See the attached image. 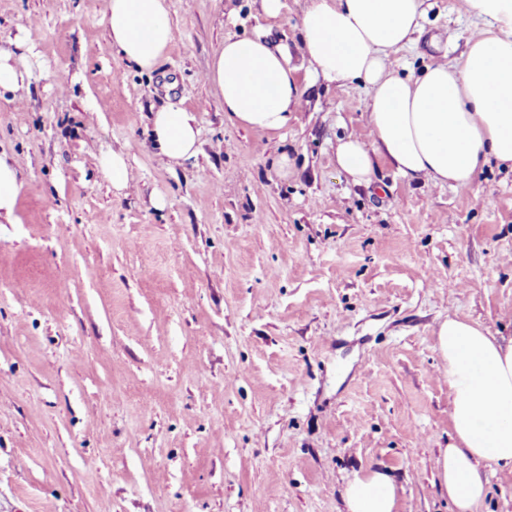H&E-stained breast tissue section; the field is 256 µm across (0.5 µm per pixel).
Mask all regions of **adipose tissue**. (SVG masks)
Instances as JSON below:
<instances>
[{"instance_id":"adipose-tissue-1","label":"adipose tissue","mask_w":512,"mask_h":512,"mask_svg":"<svg viewBox=\"0 0 512 512\" xmlns=\"http://www.w3.org/2000/svg\"><path fill=\"white\" fill-rule=\"evenodd\" d=\"M477 27L460 58L401 74L399 50L415 45L426 0H310L300 24L301 54L315 79L357 82L366 93L368 139L336 146V164L354 183L371 180L376 160L404 178L468 186L488 158L512 165V0H465ZM112 46L143 71L156 68L174 37L166 0H103ZM287 44L269 33L228 36L207 79L233 124L286 129L301 105ZM152 137L178 163L199 150L192 112L169 105L153 114ZM446 362L451 442L437 458L439 484L456 512H476L486 496L481 468H512V339L450 317L434 329ZM395 481L358 474L345 490L347 512H397Z\"/></svg>"}]
</instances>
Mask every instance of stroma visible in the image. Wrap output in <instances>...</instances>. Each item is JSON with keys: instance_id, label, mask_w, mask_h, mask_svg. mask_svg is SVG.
Wrapping results in <instances>:
<instances>
[{"instance_id": "1", "label": "stroma", "mask_w": 512, "mask_h": 512, "mask_svg": "<svg viewBox=\"0 0 512 512\" xmlns=\"http://www.w3.org/2000/svg\"><path fill=\"white\" fill-rule=\"evenodd\" d=\"M102 2L0 0V46L19 43L27 73L0 94L22 179L0 216V512H346L369 470L401 485L398 512H452L434 328L512 336V169L489 161L459 189L380 160L353 184L336 145L367 139L365 94L301 70L308 0L276 19L259 0H168L174 39L149 74L116 54ZM430 3L409 73L459 58L474 29L461 0ZM260 28L299 67L281 132L232 125L205 78L225 36ZM171 103L200 129L174 165L149 137ZM484 473L479 512H512V470ZM101 168L115 190L122 192L129 187V165L123 153L112 151L104 156L101 160Z\"/></svg>"}]
</instances>
